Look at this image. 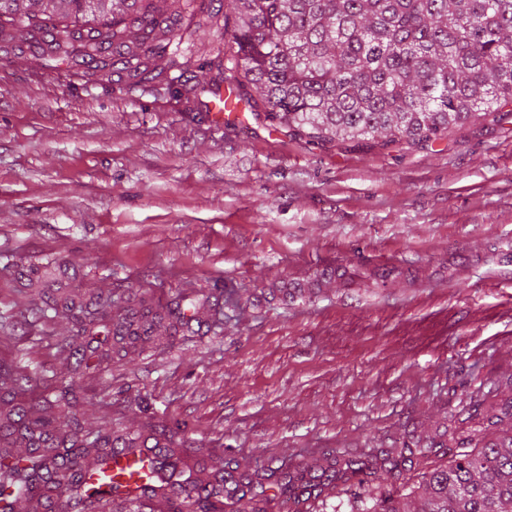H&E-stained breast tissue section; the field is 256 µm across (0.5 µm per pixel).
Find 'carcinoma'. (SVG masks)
<instances>
[{"label":"carcinoma","instance_id":"cac0c4a2","mask_svg":"<svg viewBox=\"0 0 512 512\" xmlns=\"http://www.w3.org/2000/svg\"><path fill=\"white\" fill-rule=\"evenodd\" d=\"M219 2L218 8L211 7ZM205 13L233 27L229 70L242 71L239 96L278 125L312 140L383 137L436 139L480 113L512 104V0H0V28L48 38V57L114 68L130 86L182 83L195 19ZM112 311V293L89 300L65 295L37 308L50 320L72 318L58 349L78 371L90 367L80 337L110 324L122 345L153 344L198 316L180 295L159 312ZM3 428L25 441L23 455L0 454V512L45 486L63 489L57 512H104L121 485L107 475L116 449L134 451L140 429L85 430L70 416L75 395L30 379L0 380ZM95 453L87 467L81 460ZM226 469L191 481L178 504L191 512L224 506ZM412 512H512V435L478 446L475 437L449 449L448 462L424 477Z\"/></svg>","mask_w":512,"mask_h":512}]
</instances>
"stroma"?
<instances>
[{
    "label": "stroma",
    "instance_id": "obj_1",
    "mask_svg": "<svg viewBox=\"0 0 512 512\" xmlns=\"http://www.w3.org/2000/svg\"><path fill=\"white\" fill-rule=\"evenodd\" d=\"M47 67L21 34L0 42V366L73 385L84 428L151 426L198 480L248 475L261 512L400 498L472 433L512 419V112L429 142H313L258 108L214 126L217 66L179 90ZM51 261L48 291L233 302L224 331L111 356L73 375L55 345L71 319H38L21 265ZM182 424L174 438L164 427ZM359 462L366 482L346 479ZM337 478L313 494L308 469Z\"/></svg>",
    "mask_w": 512,
    "mask_h": 512
}]
</instances>
